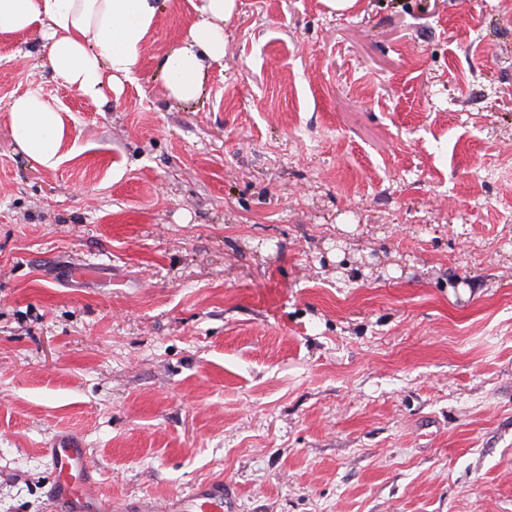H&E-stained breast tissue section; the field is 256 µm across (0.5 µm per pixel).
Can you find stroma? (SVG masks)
I'll use <instances>...</instances> for the list:
<instances>
[{"label":"stroma","instance_id":"35a3bbf8","mask_svg":"<svg viewBox=\"0 0 512 512\" xmlns=\"http://www.w3.org/2000/svg\"><path fill=\"white\" fill-rule=\"evenodd\" d=\"M199 2L95 99L0 34V512H52L59 434L112 512H512V0H236L179 103ZM198 18L179 46L159 60V70L170 98L187 103L202 89L205 63L224 60V22L235 9V0H200ZM10 127L18 148L47 169L56 168L64 139V125L58 110L38 88L29 89L8 104ZM132 512H224V481L213 480L164 502L146 497Z\"/></svg>","mask_w":512,"mask_h":512}]
</instances>
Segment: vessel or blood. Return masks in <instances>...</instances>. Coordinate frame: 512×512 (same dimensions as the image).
<instances>
[{
  "instance_id": "obj_1",
  "label": "vessel or blood",
  "mask_w": 512,
  "mask_h": 512,
  "mask_svg": "<svg viewBox=\"0 0 512 512\" xmlns=\"http://www.w3.org/2000/svg\"><path fill=\"white\" fill-rule=\"evenodd\" d=\"M47 453L54 463L49 494L55 512H108L107 505L94 496L93 467L79 438L56 436ZM134 512H224V482L215 480L163 502L147 497Z\"/></svg>"
}]
</instances>
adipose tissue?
<instances>
[{"instance_id":"adipose-tissue-1","label":"adipose tissue","mask_w":512,"mask_h":512,"mask_svg":"<svg viewBox=\"0 0 512 512\" xmlns=\"http://www.w3.org/2000/svg\"><path fill=\"white\" fill-rule=\"evenodd\" d=\"M234 9L235 0H200L186 39L159 60L170 98L187 103L198 96L206 62L224 58V23ZM156 19L154 0H0V33L42 24L49 68L91 98L104 85L117 87L132 78ZM8 112L18 148L41 167L56 168L64 125L41 90L12 99Z\"/></svg>"}]
</instances>
